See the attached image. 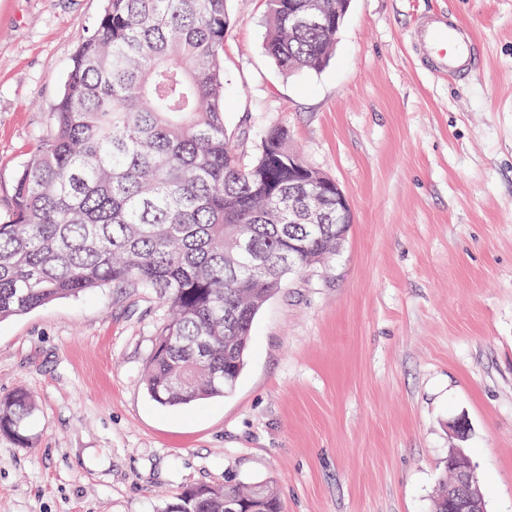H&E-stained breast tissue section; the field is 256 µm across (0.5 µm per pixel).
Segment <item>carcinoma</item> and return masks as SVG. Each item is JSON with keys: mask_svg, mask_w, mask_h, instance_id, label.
Returning <instances> with one entry per match:
<instances>
[{"mask_svg": "<svg viewBox=\"0 0 512 512\" xmlns=\"http://www.w3.org/2000/svg\"><path fill=\"white\" fill-rule=\"evenodd\" d=\"M266 53L318 71L336 45L337 0H265ZM227 0H105L77 46L51 129L0 219V322L106 286L153 292L168 317L144 381L162 406L231 391L256 314L336 249V224L288 223V196L321 172L288 168L269 127L248 160L224 123ZM310 9L320 26L294 25ZM304 244L293 268L288 244ZM35 402L0 395V435L32 444ZM164 512H281L267 485L185 489Z\"/></svg>", "mask_w": 512, "mask_h": 512, "instance_id": "cac0c4a2", "label": "carcinoma"}]
</instances>
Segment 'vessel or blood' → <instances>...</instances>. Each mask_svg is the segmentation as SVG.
I'll return each instance as SVG.
<instances>
[{
    "mask_svg": "<svg viewBox=\"0 0 512 512\" xmlns=\"http://www.w3.org/2000/svg\"><path fill=\"white\" fill-rule=\"evenodd\" d=\"M419 58L430 63L434 74L461 82L477 70L480 47L472 33L445 15L423 18L413 32Z\"/></svg>",
    "mask_w": 512,
    "mask_h": 512,
    "instance_id": "obj_1",
    "label": "vessel or blood"
}]
</instances>
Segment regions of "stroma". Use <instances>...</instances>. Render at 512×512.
<instances>
[{
    "label": "stroma",
    "instance_id": "stroma-1",
    "mask_svg": "<svg viewBox=\"0 0 512 512\" xmlns=\"http://www.w3.org/2000/svg\"><path fill=\"white\" fill-rule=\"evenodd\" d=\"M102 0H0V214L50 129ZM225 124L288 127L352 215L335 255L258 313L224 396L163 407L143 369L166 317L100 288L0 322V394L24 386L33 442L0 436V512H163L183 488L267 483L282 512H431L464 448L486 512H512V0H351L318 72L265 53V0H228ZM449 11L479 73L432 75L409 35Z\"/></svg>",
    "mask_w": 512,
    "mask_h": 512
}]
</instances>
